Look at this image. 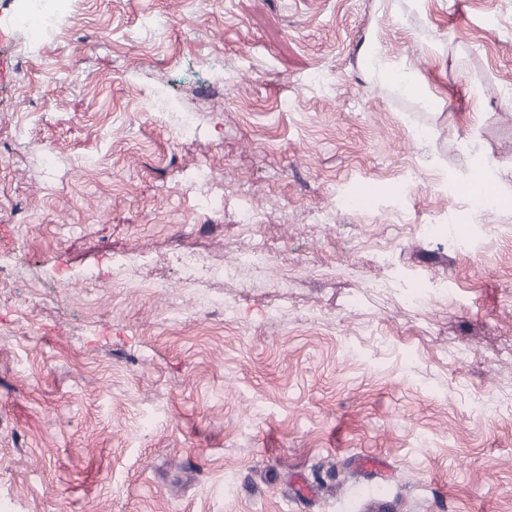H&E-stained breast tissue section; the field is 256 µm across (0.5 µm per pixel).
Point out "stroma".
<instances>
[{"label": "stroma", "mask_w": 512, "mask_h": 512, "mask_svg": "<svg viewBox=\"0 0 512 512\" xmlns=\"http://www.w3.org/2000/svg\"><path fill=\"white\" fill-rule=\"evenodd\" d=\"M9 36L0 512H512V0H73ZM475 157L484 218L442 189ZM380 246L447 294L371 293ZM191 250L253 260L188 287ZM50 7L41 10V31L39 40L53 38L61 19L69 13L70 0H47Z\"/></svg>", "instance_id": "1"}]
</instances>
